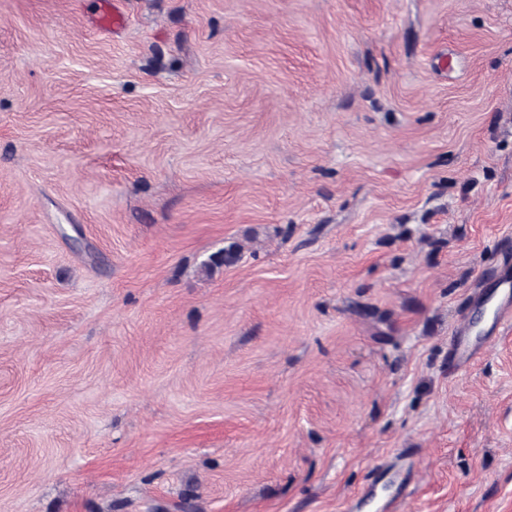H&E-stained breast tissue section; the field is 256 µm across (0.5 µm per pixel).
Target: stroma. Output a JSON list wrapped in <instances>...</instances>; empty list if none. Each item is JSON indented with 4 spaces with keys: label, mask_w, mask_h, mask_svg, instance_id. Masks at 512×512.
Wrapping results in <instances>:
<instances>
[{
    "label": "stroma",
    "mask_w": 512,
    "mask_h": 512,
    "mask_svg": "<svg viewBox=\"0 0 512 512\" xmlns=\"http://www.w3.org/2000/svg\"><path fill=\"white\" fill-rule=\"evenodd\" d=\"M118 7L0 0V512H512V0Z\"/></svg>",
    "instance_id": "1"
}]
</instances>
